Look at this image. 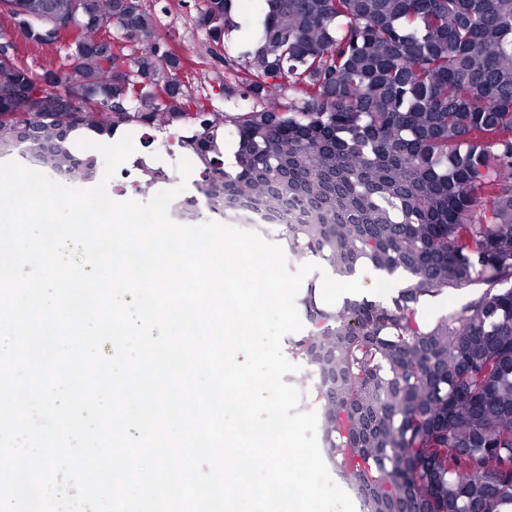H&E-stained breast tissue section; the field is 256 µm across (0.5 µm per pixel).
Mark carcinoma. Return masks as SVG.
Segmentation results:
<instances>
[{
  "instance_id": "cac0c4a2",
  "label": "carcinoma",
  "mask_w": 512,
  "mask_h": 512,
  "mask_svg": "<svg viewBox=\"0 0 512 512\" xmlns=\"http://www.w3.org/2000/svg\"><path fill=\"white\" fill-rule=\"evenodd\" d=\"M261 38L239 85L235 167L216 169L224 208L301 212L281 241L340 278L359 267L406 275L391 302L306 300L311 329L288 340L307 368L323 447L363 491V512H512V0H266ZM233 0H202L221 46ZM33 46L80 32L67 62L35 70L0 57V113L36 128L33 165L59 138L51 116L81 113L82 134L185 117L181 72L196 65L156 34L144 0H0ZM113 24L112 49L100 41ZM148 39L136 52L132 41ZM288 95V106L271 103ZM0 121V156L14 150ZM224 133L179 140L200 169L222 160ZM55 163L72 180L97 159ZM477 297L435 321L420 306L450 289Z\"/></svg>"
}]
</instances>
